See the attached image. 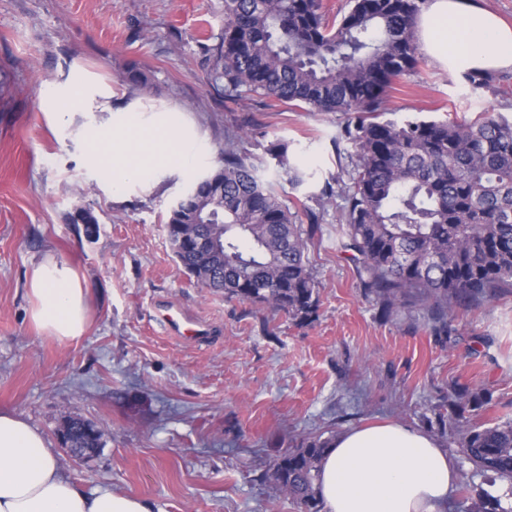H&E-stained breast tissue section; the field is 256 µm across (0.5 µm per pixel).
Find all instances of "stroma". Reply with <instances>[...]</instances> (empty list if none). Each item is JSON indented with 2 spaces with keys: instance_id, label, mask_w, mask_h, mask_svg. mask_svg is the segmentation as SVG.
<instances>
[{
  "instance_id": "1",
  "label": "stroma",
  "mask_w": 512,
  "mask_h": 512,
  "mask_svg": "<svg viewBox=\"0 0 512 512\" xmlns=\"http://www.w3.org/2000/svg\"><path fill=\"white\" fill-rule=\"evenodd\" d=\"M223 26L224 0H0V411L52 442L68 418L95 425L103 446L94 455L57 456L83 490L133 493L159 512H298L265 477L291 439L386 420L438 435L437 415L461 386L484 401L471 420L512 418V291L456 309L444 331L426 303L388 310L367 297L338 246L343 197L321 194L346 164L333 145L345 115L214 95L202 46ZM133 66L151 73L150 89L123 83ZM507 75L474 91L424 58L397 82L389 116H510ZM57 86L104 90L115 110L184 113L203 138L197 166L113 197L73 136L87 114L55 125L46 93ZM235 135L268 178L278 173L267 153L275 142L305 174L296 188L281 181L280 193L319 218L308 248L319 307L309 322L202 287L171 249L172 203L223 167ZM80 206L96 232L73 222ZM49 253L88 291V327L74 341L39 332L28 316L27 277ZM165 305L208 322L209 341L167 334L157 320Z\"/></svg>"
}]
</instances>
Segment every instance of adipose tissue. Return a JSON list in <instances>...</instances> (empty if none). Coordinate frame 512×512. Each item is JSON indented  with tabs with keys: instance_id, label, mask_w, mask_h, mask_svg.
Segmentation results:
<instances>
[{
	"instance_id": "adipose-tissue-1",
	"label": "adipose tissue",
	"mask_w": 512,
	"mask_h": 512,
	"mask_svg": "<svg viewBox=\"0 0 512 512\" xmlns=\"http://www.w3.org/2000/svg\"><path fill=\"white\" fill-rule=\"evenodd\" d=\"M426 52L451 71L512 68V27L475 0H432L418 22ZM80 137L91 167L108 171L113 194L191 168L201 144L177 112H109ZM29 318L60 341L82 337L87 292L66 262L45 255L27 279ZM459 460L432 435L398 422L349 430L323 457L317 496L323 512H444ZM0 512H158L138 495L87 492L60 469L50 442L21 416L0 412Z\"/></svg>"
}]
</instances>
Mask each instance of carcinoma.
<instances>
[{
	"instance_id": "1",
	"label": "carcinoma",
	"mask_w": 512,
	"mask_h": 512,
	"mask_svg": "<svg viewBox=\"0 0 512 512\" xmlns=\"http://www.w3.org/2000/svg\"><path fill=\"white\" fill-rule=\"evenodd\" d=\"M423 0H350L330 14L323 0H224V28L204 46L207 85L238 102L249 94L306 112H342L347 123L334 139L350 159L345 225L340 248L350 253L364 293L387 309L411 297L429 304L431 320L448 325L454 308L512 288V119L486 111L470 122L385 120L389 93L419 66L416 23ZM463 80L484 88L493 77L468 71ZM123 81L142 89L150 79L132 67ZM276 165L299 186L287 148L269 149ZM259 167L229 148L224 167L194 182L165 229L184 269L228 298L266 305L302 323L315 316L319 285L308 267L304 225ZM215 235L217 252L197 251L180 240L177 226ZM460 413L440 420L483 483H512V420L477 424L461 414L477 406L466 389L448 397ZM61 430L80 448L102 447L101 435ZM332 443L319 436L288 447L267 477L300 512H321L315 481ZM465 512H512V501L475 487Z\"/></svg>"
}]
</instances>
